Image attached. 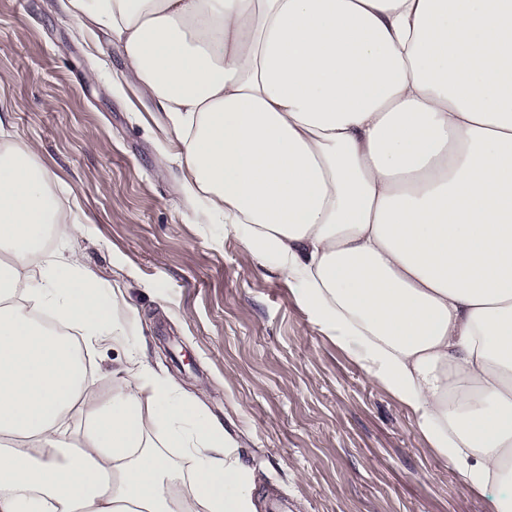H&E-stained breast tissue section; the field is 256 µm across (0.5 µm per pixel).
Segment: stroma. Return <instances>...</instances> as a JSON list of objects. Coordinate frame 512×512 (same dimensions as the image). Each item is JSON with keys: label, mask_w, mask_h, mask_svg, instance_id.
Segmentation results:
<instances>
[{"label": "stroma", "mask_w": 512, "mask_h": 512, "mask_svg": "<svg viewBox=\"0 0 512 512\" xmlns=\"http://www.w3.org/2000/svg\"><path fill=\"white\" fill-rule=\"evenodd\" d=\"M69 0H0V126L55 179L104 292L120 284L152 368L236 437L256 512H497L411 411L314 319L287 276L182 190L164 112Z\"/></svg>", "instance_id": "35a3bbf8"}]
</instances>
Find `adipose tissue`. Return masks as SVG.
<instances>
[{
  "mask_svg": "<svg viewBox=\"0 0 512 512\" xmlns=\"http://www.w3.org/2000/svg\"><path fill=\"white\" fill-rule=\"evenodd\" d=\"M70 2L166 113L207 222L512 512V0ZM52 182L0 145V512H256L236 439L101 300ZM45 316L124 349L107 402Z\"/></svg>",
  "mask_w": 512,
  "mask_h": 512,
  "instance_id": "ef3b65f1",
  "label": "adipose tissue"
}]
</instances>
